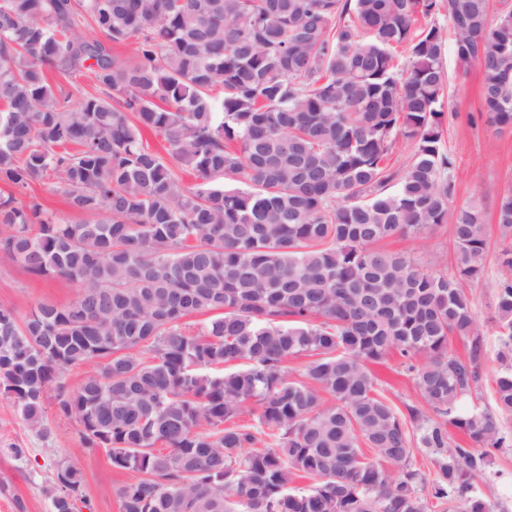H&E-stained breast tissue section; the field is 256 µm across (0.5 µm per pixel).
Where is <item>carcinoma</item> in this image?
<instances>
[{
  "mask_svg": "<svg viewBox=\"0 0 512 512\" xmlns=\"http://www.w3.org/2000/svg\"><path fill=\"white\" fill-rule=\"evenodd\" d=\"M438 15L481 71L488 123L511 129L512 10L489 0H0V181L15 188L0 252L79 288L24 317L0 303V391L42 430L56 387L84 446L136 473L121 512H493L475 480L512 435L465 405L485 342L462 282L485 276L487 241L478 206H449L445 38L418 24ZM51 70H87L96 91L73 103ZM399 137L403 170L387 163ZM50 175L90 219L16 195ZM497 217L512 236V193ZM443 224L450 274L379 246ZM497 269L492 398L511 415L512 242ZM393 353L426 408L401 416L379 393L369 364ZM87 363L78 387L56 384ZM249 399L255 422L229 424ZM417 448L435 455L430 479ZM54 481L53 512H77L79 466L59 462Z\"/></svg>",
  "mask_w": 512,
  "mask_h": 512,
  "instance_id": "1",
  "label": "carcinoma"
}]
</instances>
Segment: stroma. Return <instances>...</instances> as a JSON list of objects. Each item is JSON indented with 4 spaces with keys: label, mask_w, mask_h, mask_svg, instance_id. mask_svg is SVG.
<instances>
[{
    "label": "stroma",
    "mask_w": 512,
    "mask_h": 512,
    "mask_svg": "<svg viewBox=\"0 0 512 512\" xmlns=\"http://www.w3.org/2000/svg\"><path fill=\"white\" fill-rule=\"evenodd\" d=\"M447 91L441 101L450 120L443 126V143L455 158V189L452 207L477 205L483 211V233L488 243L487 273L482 280L465 283L473 311L484 334L482 380L470 402L494 411L491 378L496 360L495 307L496 258L505 242L497 222L500 196L512 192V131L497 130L482 110V76L477 67L460 69L453 50L445 52ZM384 246L416 258L428 270H446L452 244L447 227L426 234L397 236ZM75 284L62 278L29 274L0 252V302L10 303L19 315H27L39 303L65 305L77 295ZM371 371L382 396L397 411L406 406L423 407L424 401L412 378L404 373L398 355L374 364ZM47 434H40L23 421L7 396L0 394V512H52L51 491L57 463L77 462L83 472V499L78 512H119L116 488L133 478L132 473L113 470L104 449L86 450L76 420L59 416L53 397L45 399ZM493 465L477 486L495 507L512 512V448L493 451Z\"/></svg>",
    "instance_id": "obj_1"
}]
</instances>
